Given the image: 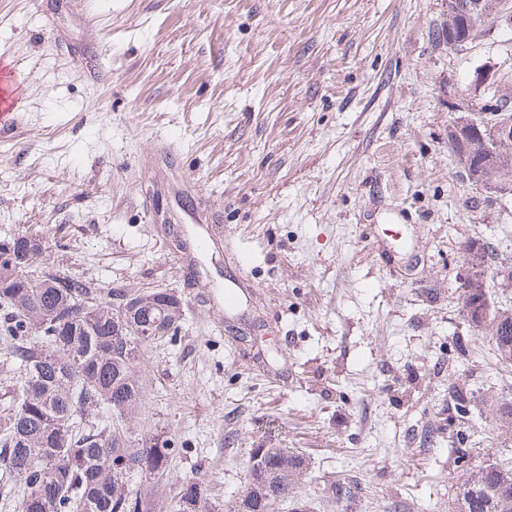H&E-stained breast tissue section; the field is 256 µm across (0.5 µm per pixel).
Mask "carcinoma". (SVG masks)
Listing matches in <instances>:
<instances>
[{
  "label": "carcinoma",
  "mask_w": 512,
  "mask_h": 512,
  "mask_svg": "<svg viewBox=\"0 0 512 512\" xmlns=\"http://www.w3.org/2000/svg\"><path fill=\"white\" fill-rule=\"evenodd\" d=\"M484 23L462 14L459 0H448V22L438 29V39L452 29L466 40V50L484 35ZM511 89L512 72L501 74L485 86L479 111L512 102ZM449 145L461 167L476 160L475 171L512 179V171L497 167L480 138L463 134ZM42 254L41 242L32 237L0 241V332L12 341L24 368L20 402L0 419V470L16 478L17 512H148L147 497L130 486V477L164 473L175 452L172 441L157 435L130 448L120 432L86 431L79 419L103 408L122 421L142 413L145 387L135 373L137 362L143 347L178 331L180 302L134 308L123 289H96L89 280L54 268L22 275ZM463 256L470 258L473 273L458 282L460 298L466 308L485 306L474 327L490 337L497 361L509 365L512 310L496 308L483 286L485 267L496 264L497 250L487 241L470 243ZM147 330L156 335H145ZM448 396L464 417L473 392L458 382L450 384ZM466 444L468 437L456 432L451 453L460 467L469 456ZM306 471L300 454L272 449L264 469L249 466L246 492L228 512H274L283 501L296 506L295 490ZM341 487L351 489V497L342 499ZM327 493L337 506L347 507L357 483L334 481ZM173 512H212L200 479L182 482ZM457 512H512V461L490 463L462 482Z\"/></svg>",
  "instance_id": "cac0c4a2"
}]
</instances>
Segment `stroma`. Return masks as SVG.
I'll use <instances>...</instances> for the list:
<instances>
[{
  "label": "stroma",
  "instance_id": "stroma-1",
  "mask_svg": "<svg viewBox=\"0 0 512 512\" xmlns=\"http://www.w3.org/2000/svg\"><path fill=\"white\" fill-rule=\"evenodd\" d=\"M448 0H0V240L128 294L167 290L174 336L137 364L125 439H172L150 512L198 476L246 490L259 448L303 454L297 494L338 512H453L512 460L489 409L512 366L468 322L465 243L512 264V195L472 186L448 143L459 98L512 70V30L449 52ZM207 249H199V238ZM244 278L236 310L226 279ZM472 385L449 422V383ZM474 442L466 466L448 429Z\"/></svg>",
  "mask_w": 512,
  "mask_h": 512
}]
</instances>
